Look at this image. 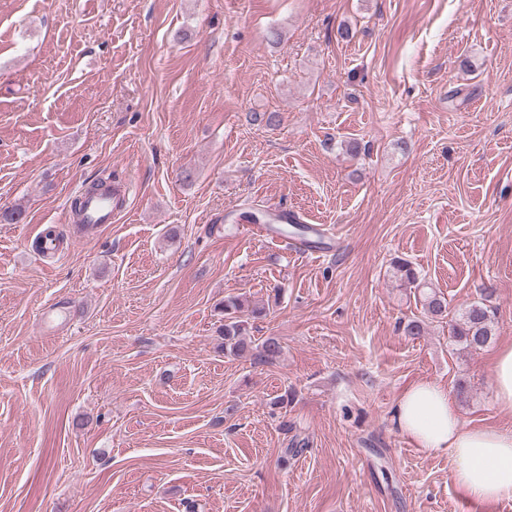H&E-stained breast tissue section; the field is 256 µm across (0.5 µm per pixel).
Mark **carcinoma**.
Listing matches in <instances>:
<instances>
[{
    "instance_id": "1",
    "label": "carcinoma",
    "mask_w": 512,
    "mask_h": 512,
    "mask_svg": "<svg viewBox=\"0 0 512 512\" xmlns=\"http://www.w3.org/2000/svg\"><path fill=\"white\" fill-rule=\"evenodd\" d=\"M399 280L405 284H415L418 274L411 263L405 260L394 261ZM423 306L432 317L448 316V300L436 292L424 295ZM224 313L221 350L224 356L245 359L253 362H270L281 353V344L275 337H267L257 343L248 336L247 321L242 313L250 310L251 315L261 316L266 313L264 307H249V301L243 296H229L221 306ZM495 311L480 298L466 306L458 320L450 322L449 337L451 341L466 350H480L487 346L493 333Z\"/></svg>"
}]
</instances>
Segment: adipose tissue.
<instances>
[{
    "label": "adipose tissue",
    "mask_w": 512,
    "mask_h": 512,
    "mask_svg": "<svg viewBox=\"0 0 512 512\" xmlns=\"http://www.w3.org/2000/svg\"><path fill=\"white\" fill-rule=\"evenodd\" d=\"M393 418L421 452L448 451L451 480L467 501L512 496V427L466 425L447 389L430 381L411 383L398 397Z\"/></svg>",
    "instance_id": "obj_1"
}]
</instances>
